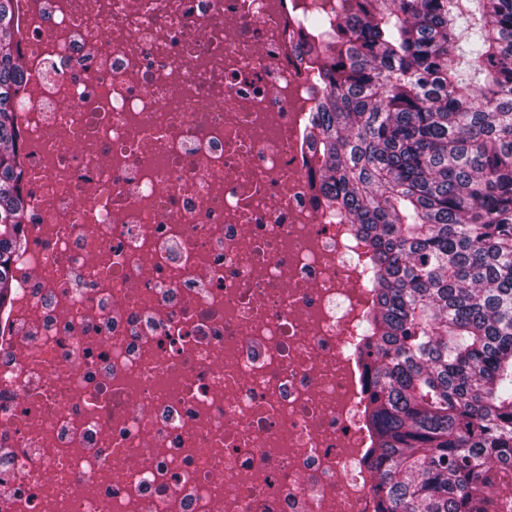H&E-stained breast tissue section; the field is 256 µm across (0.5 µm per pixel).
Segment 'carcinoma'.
I'll return each instance as SVG.
<instances>
[{
  "label": "carcinoma",
  "instance_id": "1",
  "mask_svg": "<svg viewBox=\"0 0 512 512\" xmlns=\"http://www.w3.org/2000/svg\"><path fill=\"white\" fill-rule=\"evenodd\" d=\"M336 0L302 19L321 190L370 247L360 358L379 512H512V0ZM0 0V307L25 202Z\"/></svg>",
  "mask_w": 512,
  "mask_h": 512
}]
</instances>
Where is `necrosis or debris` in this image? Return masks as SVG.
<instances>
[{
  "mask_svg": "<svg viewBox=\"0 0 512 512\" xmlns=\"http://www.w3.org/2000/svg\"><path fill=\"white\" fill-rule=\"evenodd\" d=\"M334 4L17 0L0 512H378L375 294L298 63Z\"/></svg>",
  "mask_w": 512,
  "mask_h": 512,
  "instance_id": "1",
  "label": "necrosis or debris"
}]
</instances>
